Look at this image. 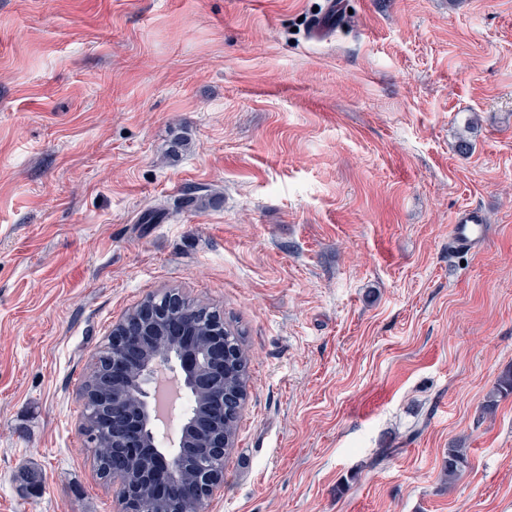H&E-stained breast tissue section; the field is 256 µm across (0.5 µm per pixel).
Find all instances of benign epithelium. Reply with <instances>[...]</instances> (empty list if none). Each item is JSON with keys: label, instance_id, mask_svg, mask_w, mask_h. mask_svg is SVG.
I'll list each match as a JSON object with an SVG mask.
<instances>
[{"label": "benign epithelium", "instance_id": "obj_1", "mask_svg": "<svg viewBox=\"0 0 512 512\" xmlns=\"http://www.w3.org/2000/svg\"><path fill=\"white\" fill-rule=\"evenodd\" d=\"M182 295L170 290L137 308L136 325L114 324L106 349L93 360L94 376L108 388L83 386L85 427L112 441L110 479L119 486L124 512H206L224 483V413L237 397L224 389V323L196 332ZM173 373L177 388L196 397L183 422L178 447L159 452L154 427L159 417L158 373ZM150 486L151 498L139 493Z\"/></svg>", "mask_w": 512, "mask_h": 512}]
</instances>
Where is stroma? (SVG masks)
I'll return each instance as SVG.
<instances>
[{
  "label": "stroma",
  "mask_w": 512,
  "mask_h": 512,
  "mask_svg": "<svg viewBox=\"0 0 512 512\" xmlns=\"http://www.w3.org/2000/svg\"><path fill=\"white\" fill-rule=\"evenodd\" d=\"M321 3L0 0V512H121L79 391L170 288L251 359L206 512H512V0ZM341 6L335 0H325L324 9L308 21V34L311 39H323L328 31L343 24ZM486 228L484 217L478 208L458 213L450 226L448 247L458 250L473 246L484 238ZM512 394V372L507 371L501 374L496 382L494 390L489 394L487 400L482 406L484 415L491 416L495 413L497 407V396H508Z\"/></svg>",
  "instance_id": "obj_1"
}]
</instances>
